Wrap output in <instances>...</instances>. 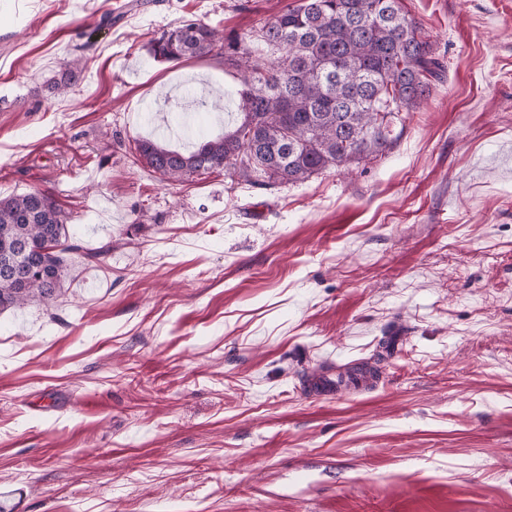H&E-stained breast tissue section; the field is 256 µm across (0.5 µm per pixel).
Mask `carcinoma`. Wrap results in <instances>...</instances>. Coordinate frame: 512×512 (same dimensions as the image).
Wrapping results in <instances>:
<instances>
[{"label":"carcinoma","instance_id":"cac0c4a2","mask_svg":"<svg viewBox=\"0 0 512 512\" xmlns=\"http://www.w3.org/2000/svg\"><path fill=\"white\" fill-rule=\"evenodd\" d=\"M281 52L255 57L246 37L186 20L150 48L155 60L201 59L218 52L238 72L235 113L224 133L191 130L186 151L142 140L138 151L171 182L226 168L258 185L297 183L330 168L384 153L396 127L430 96L439 62L403 0H298L255 30ZM67 217L48 194L0 198V313L32 302L50 305L67 277Z\"/></svg>","mask_w":512,"mask_h":512}]
</instances>
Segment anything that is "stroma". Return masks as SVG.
Masks as SVG:
<instances>
[{
	"mask_svg": "<svg viewBox=\"0 0 512 512\" xmlns=\"http://www.w3.org/2000/svg\"><path fill=\"white\" fill-rule=\"evenodd\" d=\"M294 2L0 0V197L45 192L71 242L112 246L0 314L25 512H512V0H406L442 76L349 170L170 184L136 151L237 83L152 38ZM365 362L368 387L301 390Z\"/></svg>",
	"mask_w": 512,
	"mask_h": 512,
	"instance_id": "35a3bbf8",
	"label": "stroma"
}]
</instances>
